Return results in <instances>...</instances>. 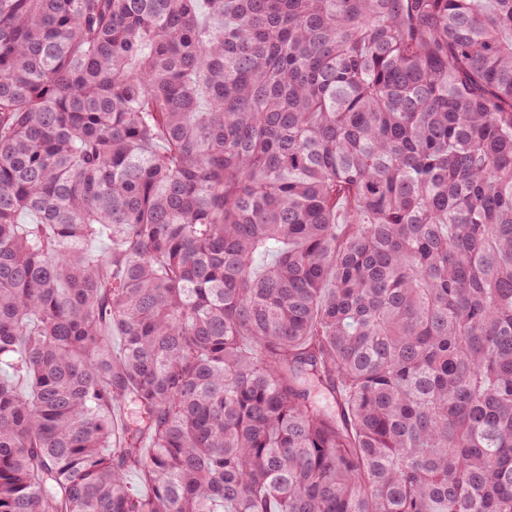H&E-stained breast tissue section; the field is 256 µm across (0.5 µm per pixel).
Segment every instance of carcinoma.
<instances>
[{
  "mask_svg": "<svg viewBox=\"0 0 512 512\" xmlns=\"http://www.w3.org/2000/svg\"><path fill=\"white\" fill-rule=\"evenodd\" d=\"M1 366L0 512H512V0H0Z\"/></svg>",
  "mask_w": 512,
  "mask_h": 512,
  "instance_id": "obj_1",
  "label": "carcinoma"
}]
</instances>
